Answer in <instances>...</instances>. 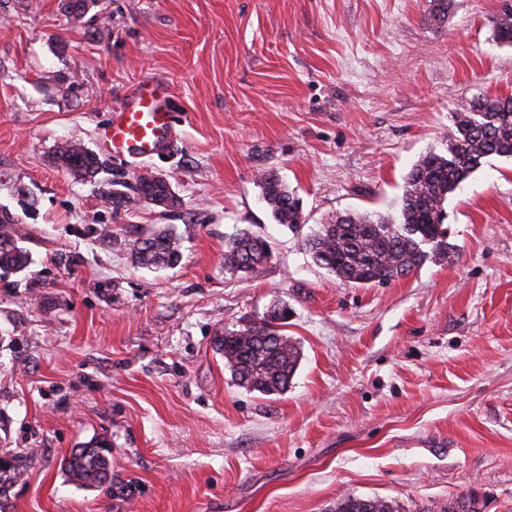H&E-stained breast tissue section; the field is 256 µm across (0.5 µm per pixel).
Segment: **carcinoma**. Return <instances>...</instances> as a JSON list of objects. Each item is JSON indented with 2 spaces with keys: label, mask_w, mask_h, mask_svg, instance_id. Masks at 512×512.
I'll list each match as a JSON object with an SVG mask.
<instances>
[{
  "label": "carcinoma",
  "mask_w": 512,
  "mask_h": 512,
  "mask_svg": "<svg viewBox=\"0 0 512 512\" xmlns=\"http://www.w3.org/2000/svg\"><path fill=\"white\" fill-rule=\"evenodd\" d=\"M495 37L512 45V8L495 21ZM453 134L443 152L429 151L413 164L404 178L397 215L347 212L330 217L302 238L313 262L346 286L383 285L404 278L427 260H446L450 246L445 203L487 158H512V96H488L469 102L452 113ZM58 167L81 177H93L103 167L100 158L73 142L57 147ZM262 200L274 220L300 232L301 205L274 172L259 175ZM146 200L162 192L169 205L176 196L166 183L141 179ZM136 264L146 268L174 266L181 260V237L165 227L132 242ZM269 258L267 241L249 229H240L224 241V270L234 276L247 273ZM28 263L22 247L0 236V268L21 271ZM288 307L278 304L261 322L244 329H226L215 337V350L236 384L262 394L287 389L299 364L300 349L283 333ZM106 442L98 440L74 451L65 460L69 477L86 486H98L109 475ZM475 493L448 500L440 512H482ZM331 512H399L398 506L377 497L345 496Z\"/></svg>",
  "instance_id": "carcinoma-1"
}]
</instances>
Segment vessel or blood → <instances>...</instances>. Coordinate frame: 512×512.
<instances>
[{
	"instance_id": "1",
	"label": "vessel or blood",
	"mask_w": 512,
	"mask_h": 512,
	"mask_svg": "<svg viewBox=\"0 0 512 512\" xmlns=\"http://www.w3.org/2000/svg\"><path fill=\"white\" fill-rule=\"evenodd\" d=\"M157 81L138 83L125 97L104 129L111 154L133 159L154 155L167 140L173 114Z\"/></svg>"
}]
</instances>
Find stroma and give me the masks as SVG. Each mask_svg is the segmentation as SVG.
<instances>
[{
	"instance_id": "35a3bbf8",
	"label": "stroma",
	"mask_w": 512,
	"mask_h": 512,
	"mask_svg": "<svg viewBox=\"0 0 512 512\" xmlns=\"http://www.w3.org/2000/svg\"><path fill=\"white\" fill-rule=\"evenodd\" d=\"M0 0V223L29 254L0 269V465L27 457L0 512H329L344 496L424 512L476 492L512 512V158L451 196L450 259L354 288L315 265L256 185L276 171L313 230L395 212L406 173L443 150L451 112L512 95L505 0ZM170 95L174 132L152 159L109 154L110 112L141 79ZM75 140L104 165L57 167ZM164 175L178 199L137 191ZM129 199L114 210L104 193ZM172 227L173 268L131 241ZM250 228L271 256L224 271ZM290 313L301 359L287 390L239 387L212 339ZM110 447V480L63 460ZM105 440L89 443L84 448L75 450L65 460L64 469L72 480L86 486H98L104 483L109 475L110 463L105 452Z\"/></svg>"
}]
</instances>
